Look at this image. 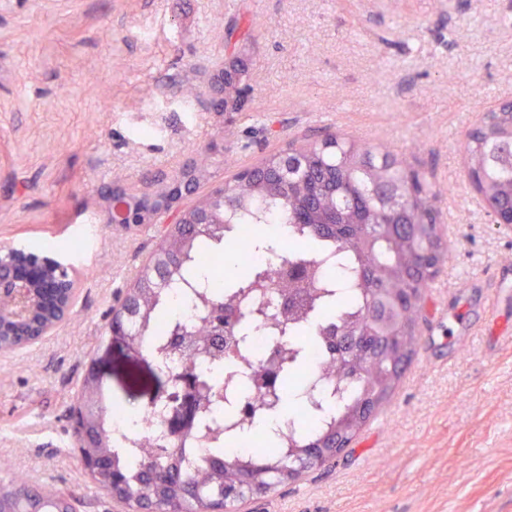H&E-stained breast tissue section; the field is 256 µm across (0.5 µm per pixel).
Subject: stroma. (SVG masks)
Segmentation results:
<instances>
[{"instance_id":"stroma-1","label":"stroma","mask_w":512,"mask_h":512,"mask_svg":"<svg viewBox=\"0 0 512 512\" xmlns=\"http://www.w3.org/2000/svg\"><path fill=\"white\" fill-rule=\"evenodd\" d=\"M260 109L233 120L186 100L233 51ZM512 101V0H0V247L97 227L73 259L70 320L0 356V461L28 487L111 512L69 409L89 367L106 403L148 394L113 370L116 297L164 224L105 223L115 187L155 190L210 157L200 193L325 132L403 153L441 189L447 251L390 400L343 457L238 502L239 512H512V228L467 178V134Z\"/></svg>"}]
</instances>
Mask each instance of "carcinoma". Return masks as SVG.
Wrapping results in <instances>:
<instances>
[{
    "instance_id": "carcinoma-1",
    "label": "carcinoma",
    "mask_w": 512,
    "mask_h": 512,
    "mask_svg": "<svg viewBox=\"0 0 512 512\" xmlns=\"http://www.w3.org/2000/svg\"><path fill=\"white\" fill-rule=\"evenodd\" d=\"M248 70L224 74V101L249 97ZM468 170L485 203V209L512 207V115L482 120L468 134ZM439 191L400 153L372 146L355 136L327 133L317 142L290 147L263 158L244 179L237 173L224 181L223 195L199 201L210 211L212 223H190L194 209L184 216L186 225L162 235L158 248L141 271L129 295L136 307L127 323L130 348L146 350L149 327L172 314L161 307L165 289L178 282L206 277V260L212 248L225 243L233 224H285L288 234L300 239V251H280L282 236L256 230L244 250L265 258L249 270L239 269L234 280L209 289L208 311L226 308V300L248 302L258 286L272 283L277 293L294 299L291 309L276 307L272 299L239 312L245 326L242 341L251 334L252 321L262 313L275 333L272 346L279 349L285 366L283 379L293 377L299 355L305 351L300 336H342L346 329L371 330L392 340L391 361H370L363 346L346 354L335 342L325 365L335 382L338 401L317 426L306 415L305 392L294 394L293 415L298 434L288 447L260 454H224L215 450L205 468L186 463L173 444L148 446L134 460H124L112 446L107 408L88 421V451L106 455L111 466L126 477L124 498L133 505L157 512H205L209 496L236 484L244 472L269 483L302 461L309 448L327 445L334 435L352 441L371 415L388 401L400 378L397 361L414 352L422 298L431 277L425 273L428 258L416 245L432 239L435 255L445 250L440 232ZM336 261V282L316 283V267ZM176 331L197 348L210 340L209 319L191 330ZM199 485L202 495L182 500L177 483Z\"/></svg>"
}]
</instances>
